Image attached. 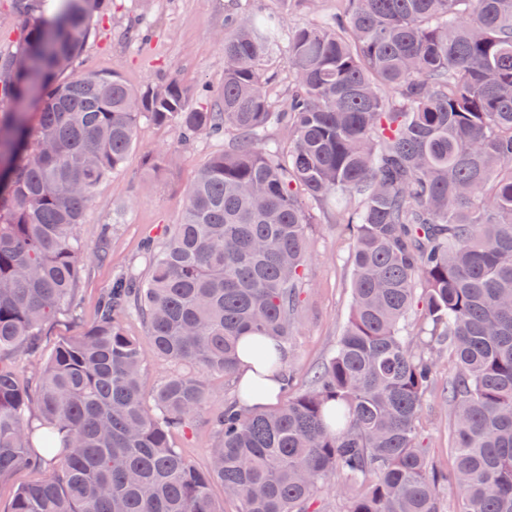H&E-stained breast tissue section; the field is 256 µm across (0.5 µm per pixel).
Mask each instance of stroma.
I'll return each instance as SVG.
<instances>
[{
	"mask_svg": "<svg viewBox=\"0 0 512 512\" xmlns=\"http://www.w3.org/2000/svg\"><path fill=\"white\" fill-rule=\"evenodd\" d=\"M138 10L151 31L144 43L128 36ZM234 10L235 0H149L140 9L133 0H116L111 14L84 46L75 69L115 71L133 87L174 77L189 89L205 86L212 97H219L224 86V50L217 33ZM223 148L222 142L204 135L186 145L174 128L141 122L136 146L112 177L97 186L78 227L80 239L91 248L98 244L102 225H111L112 236L103 259L90 257L84 262L76 311L61 314L44 327L36 355L14 353L6 356V363L33 374L61 339L80 335L94 324L100 297L116 278L146 277L147 243H161L168 225L179 223L184 189ZM311 216L302 304L286 347L287 366L298 392L310 386L315 370L335 350L352 300L349 235L337 223L333 207L312 206ZM454 369L448 351L438 352L437 380L420 412L429 463L442 474L451 470L454 461V414L447 399ZM213 440L202 414L188 433L174 435L172 443L203 468Z\"/></svg>",
	"mask_w": 512,
	"mask_h": 512,
	"instance_id": "1",
	"label": "stroma"
}]
</instances>
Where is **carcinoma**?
<instances>
[{
    "label": "carcinoma",
    "instance_id": "1",
    "mask_svg": "<svg viewBox=\"0 0 512 512\" xmlns=\"http://www.w3.org/2000/svg\"><path fill=\"white\" fill-rule=\"evenodd\" d=\"M11 4L22 33L0 56L12 102L0 111V355L35 352L76 308L90 251L78 225L141 121L185 143L233 139L186 189L145 282L117 278L95 324L34 376L0 360V477L37 473L9 512H224L216 484L237 512H318L336 478L354 488L343 512H442L419 429L439 346L456 361L459 512H512V0H338L334 17L287 33L284 11L247 3L220 34V98L195 105L174 77L132 88L116 72L67 74L112 0ZM284 42L282 97L264 74ZM31 92L32 125L15 106ZM272 125L281 138L264 137ZM337 201L354 273L336 350L282 406L212 414L197 468L171 436L207 404L201 374H233L245 348L281 366L310 205ZM134 313L174 367L152 390L124 330Z\"/></svg>",
    "mask_w": 512,
    "mask_h": 512
}]
</instances>
